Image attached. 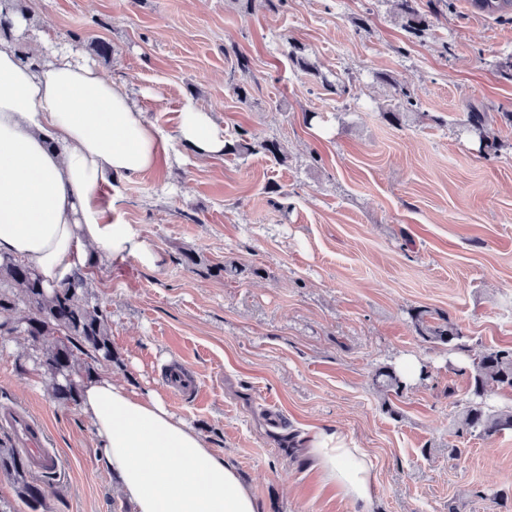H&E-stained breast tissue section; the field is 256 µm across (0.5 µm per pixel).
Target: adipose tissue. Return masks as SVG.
Segmentation results:
<instances>
[{
	"label": "adipose tissue",
	"mask_w": 512,
	"mask_h": 512,
	"mask_svg": "<svg viewBox=\"0 0 512 512\" xmlns=\"http://www.w3.org/2000/svg\"><path fill=\"white\" fill-rule=\"evenodd\" d=\"M5 10L29 50H0V259L31 266L50 286L86 267L93 250L157 268L160 255L135 225L113 221L99 188L154 170L166 135L123 83L51 49L10 0H0ZM177 139L203 159L224 152V129L206 106L181 112ZM81 412L134 512H259L237 468L160 393L97 375L83 387ZM306 446L328 482L369 506L374 475L363 449L333 430L313 433Z\"/></svg>",
	"instance_id": "1"
}]
</instances>
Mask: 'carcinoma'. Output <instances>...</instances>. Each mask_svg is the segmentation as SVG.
Instances as JSON below:
<instances>
[{
	"label": "carcinoma",
	"mask_w": 512,
	"mask_h": 512,
	"mask_svg": "<svg viewBox=\"0 0 512 512\" xmlns=\"http://www.w3.org/2000/svg\"><path fill=\"white\" fill-rule=\"evenodd\" d=\"M397 2L407 19L408 33L422 37L428 24L415 8L416 0ZM469 4L480 14L512 18V0H469ZM291 57L300 68L321 77L327 89L338 91L336 83L320 76L303 48L293 46ZM467 123L478 136L483 154L497 152V140L488 131L487 113L471 111L467 113ZM246 135L245 130L237 132L236 138L226 141L224 153H249L253 145ZM411 320L423 342L443 344L450 351H468L465 334L448 316L418 309ZM15 335L28 342L36 371L52 384L54 396L62 404H78L83 385L97 374L98 364L115 359L110 314L99 301L88 268L74 271L66 281L49 288L31 267L1 260L0 338ZM468 378L469 397L457 413L456 432L488 439L512 431V410H493L486 404L489 387L512 390V346L489 348L477 355ZM375 380L386 391L398 393L403 387L401 376L391 366L380 367ZM0 475L12 482L16 496L29 512H40L44 488L32 476L30 457L9 441H0Z\"/></svg>",
	"instance_id": "carcinoma-1"
}]
</instances>
